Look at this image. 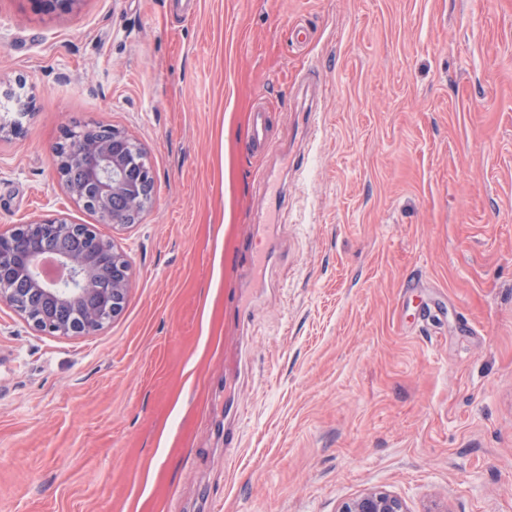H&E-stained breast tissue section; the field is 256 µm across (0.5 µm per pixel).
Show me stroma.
<instances>
[{
    "label": "stroma",
    "instance_id": "stroma-1",
    "mask_svg": "<svg viewBox=\"0 0 512 512\" xmlns=\"http://www.w3.org/2000/svg\"><path fill=\"white\" fill-rule=\"evenodd\" d=\"M190 2L0 0V230L132 268L87 336L0 305V512H512V0ZM95 123L151 163L137 224L54 173ZM265 112L264 106L253 111L249 139L245 146V151L249 154H267L273 150L274 145L269 136ZM338 512H408L404 501L384 491L371 490L342 504Z\"/></svg>",
    "mask_w": 512,
    "mask_h": 512
}]
</instances>
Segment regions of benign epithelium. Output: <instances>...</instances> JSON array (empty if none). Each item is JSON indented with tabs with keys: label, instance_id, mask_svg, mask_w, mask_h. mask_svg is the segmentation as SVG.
<instances>
[{
	"label": "benign epithelium",
	"instance_id": "7a95c632",
	"mask_svg": "<svg viewBox=\"0 0 512 512\" xmlns=\"http://www.w3.org/2000/svg\"><path fill=\"white\" fill-rule=\"evenodd\" d=\"M76 2L34 0L43 14L67 12ZM137 150L129 135L112 127L75 141L56 173L71 199L94 204L101 223L129 226L149 205L154 182L151 167L127 165V154ZM130 269L113 241L61 215L0 230V304L44 334L84 336L108 326L123 310ZM339 512L408 510L401 498L371 490L343 503Z\"/></svg>",
	"mask_w": 512,
	"mask_h": 512
}]
</instances>
